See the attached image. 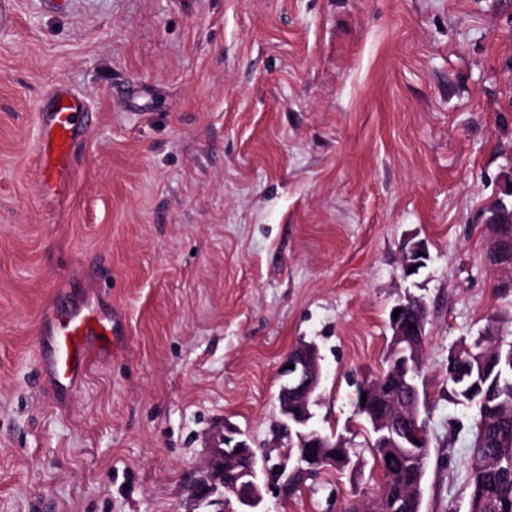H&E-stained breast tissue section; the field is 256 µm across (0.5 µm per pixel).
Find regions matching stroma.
I'll return each instance as SVG.
<instances>
[{"instance_id": "obj_1", "label": "stroma", "mask_w": 512, "mask_h": 512, "mask_svg": "<svg viewBox=\"0 0 512 512\" xmlns=\"http://www.w3.org/2000/svg\"><path fill=\"white\" fill-rule=\"evenodd\" d=\"M68 83L97 121L65 202L35 179L36 103ZM512 194L506 0H17L0 27V512H182L224 419L263 447L278 367L323 356L315 424L348 466L268 512L378 493L356 387L388 313L428 308L422 512H468V410L448 352L512 313L487 259ZM429 260L404 277L408 239ZM117 317L75 387L41 373L54 302Z\"/></svg>"}]
</instances>
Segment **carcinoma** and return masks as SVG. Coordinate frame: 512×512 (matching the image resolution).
I'll list each match as a JSON object with an SVG mask.
<instances>
[{
  "label": "carcinoma",
  "mask_w": 512,
  "mask_h": 512,
  "mask_svg": "<svg viewBox=\"0 0 512 512\" xmlns=\"http://www.w3.org/2000/svg\"><path fill=\"white\" fill-rule=\"evenodd\" d=\"M500 322V317L490 320L473 345L460 346L470 375L462 381L448 377L451 399L474 407L467 426L472 436L468 512H512V367L497 359V350H512V341H504ZM368 447L383 476L376 497L383 512H421L430 442L417 448H379L373 437Z\"/></svg>",
  "instance_id": "1"
}]
</instances>
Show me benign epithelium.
Instances as JSON below:
<instances>
[{"label": "benign epithelium", "instance_id": "obj_1", "mask_svg": "<svg viewBox=\"0 0 512 512\" xmlns=\"http://www.w3.org/2000/svg\"><path fill=\"white\" fill-rule=\"evenodd\" d=\"M491 222L497 230L492 232L488 259L505 269L512 266V210L498 211ZM426 255L424 242L411 241L403 257L408 266L416 267ZM425 312V304L415 299L402 306L397 318L390 319L391 360L404 377L420 363ZM321 361L313 342L296 346L282 360L276 421L262 453H256L240 429L222 419L212 424L205 436V458L188 489L186 512H266L267 497L282 500L290 485L340 467L336 443L322 436L312 412L322 398ZM415 408V399L391 396L385 415L376 418L380 447L397 441L409 445L420 438L421 432L409 418V411Z\"/></svg>", "mask_w": 512, "mask_h": 512}]
</instances>
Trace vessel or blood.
<instances>
[{
    "instance_id": "1",
    "label": "vessel or blood",
    "mask_w": 512,
    "mask_h": 512,
    "mask_svg": "<svg viewBox=\"0 0 512 512\" xmlns=\"http://www.w3.org/2000/svg\"><path fill=\"white\" fill-rule=\"evenodd\" d=\"M93 114L85 99L66 82L47 86L38 105L40 135L35 146L37 175L44 202L60 195L91 129ZM112 330L93 305L69 312H48L42 328L52 345L42 364L60 383H75L100 359Z\"/></svg>"
}]
</instances>
